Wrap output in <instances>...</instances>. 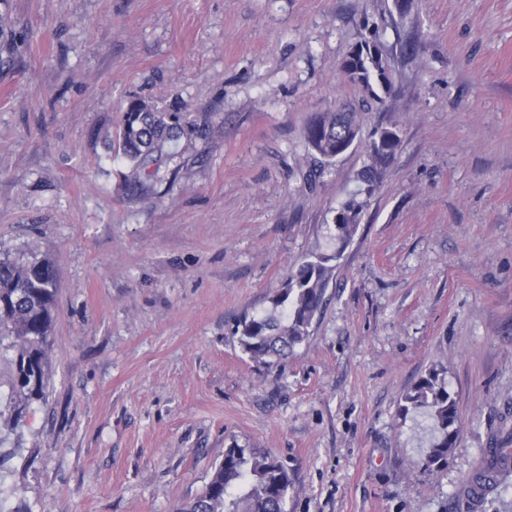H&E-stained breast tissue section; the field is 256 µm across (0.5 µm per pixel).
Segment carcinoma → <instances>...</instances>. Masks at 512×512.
Wrapping results in <instances>:
<instances>
[{
	"label": "carcinoma",
	"instance_id": "cac0c4a2",
	"mask_svg": "<svg viewBox=\"0 0 512 512\" xmlns=\"http://www.w3.org/2000/svg\"><path fill=\"white\" fill-rule=\"evenodd\" d=\"M383 63V59L352 52L340 69L349 83L362 88L365 101L382 104L393 93V86L380 81ZM121 112L115 137L108 138L107 147L130 168L122 174L130 189L156 178L161 166L176 156L179 143L188 146L201 133L197 120L180 107L161 108L134 96ZM360 129L359 112L350 107L343 112H320L309 120L304 129L312 158L307 183L312 185L324 175L335 162L336 146ZM369 138L380 142V148L368 156L357 174L358 194L367 198L379 189L401 146L400 121L388 119L374 127ZM365 205L366 201L352 197L333 209L331 237L336 249L307 255L271 298L270 313L246 315L239 321L233 338L251 359L278 364L310 335L326 302L333 262L356 235ZM56 294L57 274L50 259L31 251L0 257V355L12 354V392L21 410L46 397ZM420 410L430 418L433 436L417 465L428 471L445 469L460 426L458 403L448 390L443 369L430 368L402 394L401 416ZM510 468L512 448H488L470 484L483 494L493 487L500 472ZM294 492L288 467L278 457L255 448L231 447L202 493L178 512H288Z\"/></svg>",
	"mask_w": 512,
	"mask_h": 512
}]
</instances>
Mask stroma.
<instances>
[{
    "instance_id": "35a3bbf8",
    "label": "stroma",
    "mask_w": 512,
    "mask_h": 512,
    "mask_svg": "<svg viewBox=\"0 0 512 512\" xmlns=\"http://www.w3.org/2000/svg\"><path fill=\"white\" fill-rule=\"evenodd\" d=\"M377 24L394 94L364 131L401 146L286 363L232 337L332 244L354 150L316 185L303 131L360 88L340 63ZM0 257L58 277L46 400L15 415L0 359V512H176L226 448L284 461L289 512H512L478 502L484 449L512 445V0H0ZM133 96L203 135L144 190L110 156ZM444 368L460 435L417 468L403 392Z\"/></svg>"
}]
</instances>
